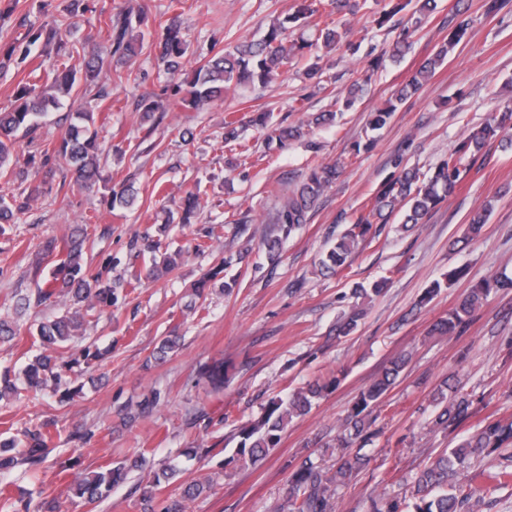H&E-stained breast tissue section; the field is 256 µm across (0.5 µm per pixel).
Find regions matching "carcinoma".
Segmentation results:
<instances>
[{"label":"carcinoma","mask_w":512,"mask_h":512,"mask_svg":"<svg viewBox=\"0 0 512 512\" xmlns=\"http://www.w3.org/2000/svg\"><path fill=\"white\" fill-rule=\"evenodd\" d=\"M375 5V22L380 27L398 14L408 13L407 21L393 43L391 58L397 61L410 49L412 34L436 10L437 0H377ZM368 9V0H330V10L323 14L319 12L315 0H303L297 11L284 15L261 41L241 44L228 52L217 51L198 68L188 85L174 83L172 91L177 106L200 112L205 106L224 99V88L232 83L266 86L281 68L288 66L307 47L304 41L299 43L289 39L290 32L316 14L319 15L318 39L324 47L332 49L344 46L350 51L355 50L353 44L344 43V33L339 31V21L335 16L354 15ZM63 12L65 16L59 21L53 20L55 26L47 36H42L40 32L31 34L22 48L10 47L7 57H12L17 50L23 60L34 53L41 57L52 46L58 56L73 55L74 50L59 37L60 26L66 23L71 25L73 20L88 13L93 14L95 10L85 0H70ZM97 20L109 30L110 53L121 59L136 57L148 36L152 37L151 46L159 61L172 74L178 70L180 60L186 54L187 44L178 14L155 24L152 32L143 29L144 13H136L130 7L113 15L100 13ZM467 35L468 24L463 21L448 31V39L437 44L431 57L395 88L387 105L372 113L369 130L383 129L398 105L419 91L436 68L447 60L450 51ZM99 58V52L93 50L83 56L81 68L65 66L53 70V81L48 88L36 82L19 83L11 105L0 108L1 170L9 164L19 136H25L38 127L42 119L60 108L63 99L71 96L79 86L83 85L87 90L97 86ZM381 65L382 60L378 57L370 60L345 94L336 98L337 111L317 114L309 123H330L336 119L337 113L353 109L366 95L372 77ZM511 127L512 99L505 103L495 119L464 132L448 155L435 166L423 171L418 167H409L404 164L403 158H397L394 172L378 189L373 206L354 217L352 224L328 249L320 264L328 270L343 268L358 246L371 236L373 224L378 218L385 220L393 213L400 212L403 215L402 227L407 231L424 223L430 213L461 185L476 157L495 141H503V132ZM298 135L300 132L296 127L279 128L268 139L267 148L279 149ZM51 157L59 167L71 173L80 187L90 190L96 186L100 179L99 135L95 128L94 108L90 103H82L70 112V124L54 144ZM342 172L343 165L339 162L313 167L306 180L282 204L275 217L281 235L270 236L263 242L271 261L279 258L282 237L291 235L306 223L307 213ZM109 196L110 204L114 207L127 208L134 202L133 193L124 186L117 190L109 189ZM16 207V195L0 194V224L12 221ZM198 208V195L188 193L183 200L182 223H190ZM490 210L491 204L487 203L470 215L463 239L472 240L481 234ZM90 235V225L83 224L63 241V245H58L54 240L47 242L43 248L44 258L52 264V278L59 283V288H39L32 296L19 298L20 304L28 306L32 303L41 305L60 292L70 297V306L65 313L36 326V336L43 352L36 355L23 370L25 382L31 388H48L54 393L59 390L61 373L58 372L55 353L78 335L87 323L89 312L112 305V284L104 282L99 274H91L82 263L83 244L90 239ZM458 275L459 272L453 271L444 280L432 282L415 307L420 309L429 304L442 288L451 287ZM505 289H512V278L491 276L482 280L461 296L458 303L448 310L447 317L433 324L431 332L448 337L460 335L475 320L491 293ZM363 315L361 309L341 314L333 328L336 337L351 335ZM410 359L408 354L391 359L380 376L360 391L343 420L338 436L339 446L350 448L352 452L342 457L333 475H328L310 458L293 469L288 479V512H334L336 488L369 463V456L363 453V449L377 435L371 430L372 415L395 387ZM200 376L213 391L224 390V361L216 360L203 365ZM338 385L339 379L336 377L326 381L316 380L286 399L278 396L268 400L259 417L238 427L235 452L225 458L224 465L230 466L246 459L252 462L263 460L278 446L281 433L288 423L307 415L316 401ZM432 403L436 413L429 426L433 430L453 431L465 427L474 416L472 402L459 394L453 375L444 377L434 389ZM30 440L27 459H38L48 447V438L44 433H34ZM506 448H512V421L487 417L458 445L443 449L412 477L409 482L410 494L390 496L383 492L372 499L371 512H482L484 487L512 481V470H474L473 460ZM127 471L128 466L121 462L107 470L94 472L77 484L76 495L87 503L100 502L108 498L112 487L124 479ZM181 473L180 464L174 460L154 472L152 481L142 491L143 512H155L157 509L160 512H186L185 501L211 489L208 478L192 480L185 484L181 492L163 500L162 506H157V491Z\"/></svg>","instance_id":"1"}]
</instances>
